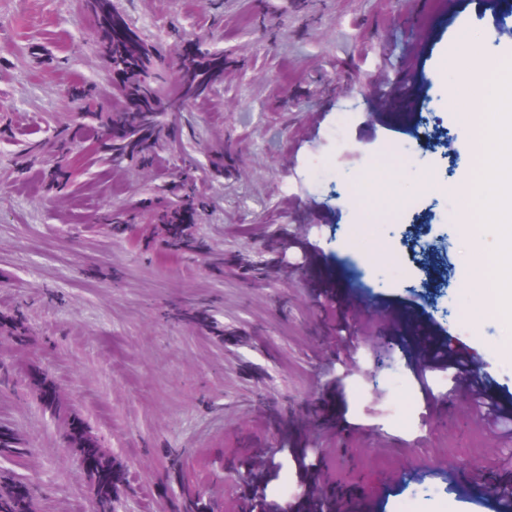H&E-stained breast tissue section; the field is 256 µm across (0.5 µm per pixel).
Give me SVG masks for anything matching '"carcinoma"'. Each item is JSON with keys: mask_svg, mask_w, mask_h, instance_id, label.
Instances as JSON below:
<instances>
[{"mask_svg": "<svg viewBox=\"0 0 512 512\" xmlns=\"http://www.w3.org/2000/svg\"><path fill=\"white\" fill-rule=\"evenodd\" d=\"M86 8L99 21L103 37L95 45L112 70L122 73L123 79L116 93L123 100V109L118 112L104 109L103 102L94 85H84L85 92L72 104L81 112L85 122L74 129L70 126L56 128L48 142L32 141L20 156V169L27 171L28 163L46 153L66 158L73 153L74 139L84 135L96 139L103 148L105 160L120 166L139 163L150 154H158L163 145L161 132V104L163 87L154 73L155 51L150 48L116 10L114 0H85ZM222 70V62L201 52L180 59L176 66V81L180 85V109L197 101L203 86ZM119 129L120 136H109ZM70 172L61 166L50 165L34 176L41 185H59L67 181ZM202 205L195 193L194 175L182 173L179 179L162 189L156 200L158 223L178 224L186 212ZM66 447L81 456H86L96 447L95 436L84 429L69 430L63 438Z\"/></svg>", "mask_w": 512, "mask_h": 512, "instance_id": "cac0c4a2", "label": "carcinoma"}]
</instances>
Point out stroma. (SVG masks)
<instances>
[{"label": "stroma", "instance_id": "stroma-1", "mask_svg": "<svg viewBox=\"0 0 512 512\" xmlns=\"http://www.w3.org/2000/svg\"><path fill=\"white\" fill-rule=\"evenodd\" d=\"M173 71L195 34L224 61L191 111L162 116V167L106 163L81 140L74 181L22 180L25 140L66 117L69 85H97L116 106L100 34L82 0H0V482L35 512H94L86 457L64 448L71 424L112 458V512H499L512 471L476 413L446 384L456 342L477 368L472 393L512 400V304L474 302V270L510 224L465 230L470 177L496 146L493 112L474 141L448 108L454 54L512 70L504 0H114ZM37 44L50 58L27 55ZM353 122L343 143L337 113ZM434 134L409 164L380 169L387 142ZM223 151L225 173L211 165ZM337 172L311 185L307 165ZM192 167L208 205L171 250L143 209ZM394 195V224L365 221ZM308 253L302 265L283 254ZM407 266L391 270L393 257ZM425 370L426 385L416 373ZM60 414L47 410V403Z\"/></svg>", "mask_w": 512, "mask_h": 512}]
</instances>
